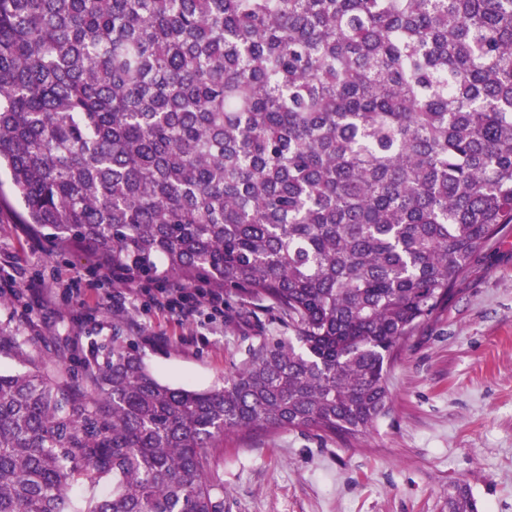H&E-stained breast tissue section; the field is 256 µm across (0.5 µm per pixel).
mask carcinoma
I'll return each mask as SVG.
<instances>
[{"instance_id":"cac0c4a2","label":"carcinoma","mask_w":512,"mask_h":512,"mask_svg":"<svg viewBox=\"0 0 512 512\" xmlns=\"http://www.w3.org/2000/svg\"><path fill=\"white\" fill-rule=\"evenodd\" d=\"M22 223L267 303L224 385L125 337L0 372V512H224L206 450L367 435L405 341L512 225V0H0V166ZM163 262L158 267L156 260ZM448 512H477L454 487ZM112 494V479H104L91 484L79 480L71 489L69 498L73 512H87L88 508L101 498Z\"/></svg>"}]
</instances>
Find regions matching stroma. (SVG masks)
<instances>
[{
    "label": "stroma",
    "mask_w": 512,
    "mask_h": 512,
    "mask_svg": "<svg viewBox=\"0 0 512 512\" xmlns=\"http://www.w3.org/2000/svg\"><path fill=\"white\" fill-rule=\"evenodd\" d=\"M19 211L1 170L0 272L17 277L15 294L0 300L2 372L25 370L19 349L76 369L119 334L161 381L207 389L223 385L261 337L289 333L258 302L235 300L215 316L203 307L183 321L145 300L109 308L111 284L78 293L71 285L98 255L82 246L35 251L17 230ZM388 385L387 413L365 437L250 431L208 449L224 512H445L457 483L478 512H512V230L472 260L447 304L413 332Z\"/></svg>",
    "instance_id": "1"
}]
</instances>
